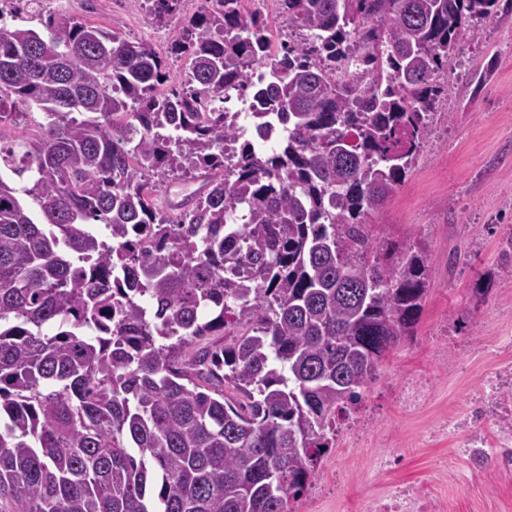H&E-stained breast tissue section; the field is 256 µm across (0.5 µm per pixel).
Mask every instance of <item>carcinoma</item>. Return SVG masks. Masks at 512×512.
<instances>
[{
	"label": "carcinoma",
	"mask_w": 512,
	"mask_h": 512,
	"mask_svg": "<svg viewBox=\"0 0 512 512\" xmlns=\"http://www.w3.org/2000/svg\"><path fill=\"white\" fill-rule=\"evenodd\" d=\"M181 2L144 0L153 21ZM277 3L302 40L272 56L262 14L201 0L167 93L147 42L0 25V512H290L413 334L425 259L371 217L500 0ZM238 91L257 128L278 114L275 147L240 141ZM17 108L35 139L4 133Z\"/></svg>",
	"instance_id": "carcinoma-1"
}]
</instances>
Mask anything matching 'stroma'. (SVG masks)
<instances>
[{
	"label": "stroma",
	"instance_id": "1",
	"mask_svg": "<svg viewBox=\"0 0 512 512\" xmlns=\"http://www.w3.org/2000/svg\"><path fill=\"white\" fill-rule=\"evenodd\" d=\"M200 4L182 0L160 22L138 0H44V11L151 44L177 86L189 60L168 48ZM479 28L471 52L448 62V100L410 175L372 219L376 238L420 247L429 267L414 334L384 357L290 512H367L399 485L444 512H512V470L459 453L471 431L508 426L481 401L488 383L512 402V266L501 263L512 239V5ZM415 380L421 401L409 409L404 392ZM393 454L402 462L382 467Z\"/></svg>",
	"mask_w": 512,
	"mask_h": 512
}]
</instances>
